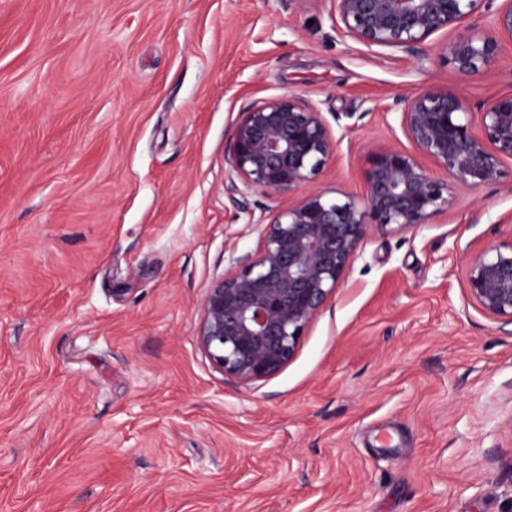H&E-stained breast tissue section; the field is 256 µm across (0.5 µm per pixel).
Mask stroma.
<instances>
[{"instance_id":"1","label":"stroma","mask_w":512,"mask_h":512,"mask_svg":"<svg viewBox=\"0 0 512 512\" xmlns=\"http://www.w3.org/2000/svg\"><path fill=\"white\" fill-rule=\"evenodd\" d=\"M337 36L320 0H0V512H512V320L470 259L512 239L501 183L368 228L288 364L213 365L201 301L256 255L278 196L224 195L231 130L266 99L315 106L359 195L393 107L512 90Z\"/></svg>"}]
</instances>
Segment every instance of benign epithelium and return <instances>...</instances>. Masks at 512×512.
<instances>
[{
	"label": "benign epithelium",
	"mask_w": 512,
	"mask_h": 512,
	"mask_svg": "<svg viewBox=\"0 0 512 512\" xmlns=\"http://www.w3.org/2000/svg\"><path fill=\"white\" fill-rule=\"evenodd\" d=\"M327 2L336 34L370 50H413L485 8L491 32L460 35L441 47L462 77L489 65L501 39L512 41V0ZM393 111L412 149L375 151L361 196L342 199L313 187L337 147L315 106L288 94L240 113L228 155L235 177L224 194L240 210L253 187L277 193L282 204L265 225L257 255L243 257L202 300L198 339L224 373L260 380L288 364L367 227L428 224L451 206L452 183L477 190L504 178V162L512 161V92L474 111L459 95L426 88ZM468 289L486 313L512 320V241L491 244L472 259Z\"/></svg>",
	"instance_id": "7a95c632"
}]
</instances>
